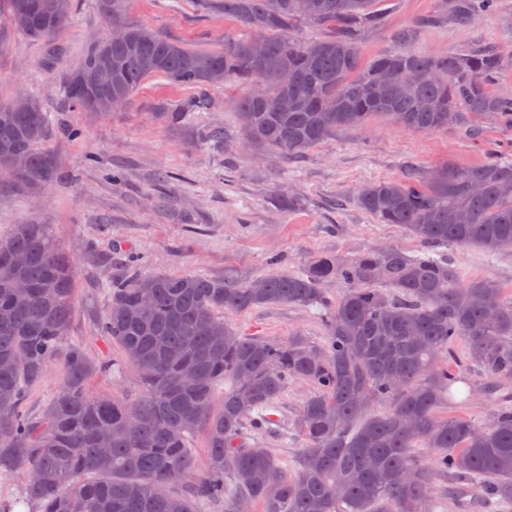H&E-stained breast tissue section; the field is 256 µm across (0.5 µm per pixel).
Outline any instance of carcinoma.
<instances>
[{"instance_id":"1","label":"carcinoma","mask_w":512,"mask_h":512,"mask_svg":"<svg viewBox=\"0 0 512 512\" xmlns=\"http://www.w3.org/2000/svg\"><path fill=\"white\" fill-rule=\"evenodd\" d=\"M309 2L305 9L300 0H204L246 33L202 50L126 23L119 0H105L108 24L123 25L127 37L92 44L64 95L76 109L101 113L97 89L82 78L104 49L112 93L125 101L152 76L198 90L159 113L171 126L209 110L208 89L232 83L246 142L286 159L374 117L422 132L472 129L484 116L512 124V97L492 90L498 54L405 48L364 65L358 43L381 21L379 0ZM0 12L12 30L48 40L68 25L71 0H0ZM303 22L332 34L298 43L290 33ZM33 103L32 112L0 104V171L30 196L60 178L43 148L47 113ZM356 204L382 224L404 225L424 255L394 246L351 259L326 254L299 273L262 277V288L201 274L146 275L131 263L112 282L98 324L139 374L131 402L86 390L101 366L67 342L71 263L50 225H15L0 239V478L24 470L23 492L41 512H205L215 503L223 512L241 503L261 512H435L441 484L464 512L512 507V400H498L488 425L442 412L467 371L485 377L491 395L512 381V298L492 279L462 278L448 256L428 255L448 245L504 251L512 241V159L490 149L477 165L410 169L366 184ZM332 281L345 286L335 299L325 288ZM269 304L320 310L325 342L246 337L224 322L226 312ZM459 340L464 358L454 349ZM58 357L64 376L56 394L41 414L24 413ZM291 381L313 389L294 424L305 447L292 474L256 442L272 430L269 410ZM379 402L385 409L376 413ZM197 432L207 441L200 476L189 448Z\"/></svg>"}]
</instances>
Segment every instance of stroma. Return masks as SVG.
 <instances>
[{"mask_svg": "<svg viewBox=\"0 0 512 512\" xmlns=\"http://www.w3.org/2000/svg\"><path fill=\"white\" fill-rule=\"evenodd\" d=\"M121 8L126 22L191 47L217 48L240 30L234 19L202 10L195 0H122ZM377 9L383 23L361 37L363 62L398 51L395 34L405 29L410 47L423 53L499 54L503 66L493 89L512 95V0H497L495 14L467 27L455 11L439 13L438 0H380ZM106 30L99 0H74L67 28L54 39L33 42L10 31L0 41V103L21 93L41 100L50 121L47 147L61 173L40 202L0 182V237L16 224H48L72 257L68 339L109 366L89 382L95 395L130 400L139 390L119 347L98 333L112 280L131 257L142 258L147 274L200 273L244 282L270 272L275 260L281 270L297 272L325 253L350 258L396 245L417 254L420 245L405 226L379 223L357 206V190L374 180L402 178L412 166L429 171L446 163L475 165L491 147L512 157V125L491 117L478 119L472 131L441 132H411L376 118L368 130H340L291 160L268 149L231 155L204 139L215 127L240 138L237 117L225 106L233 87L211 88L212 108L190 115L180 133L156 114L194 90L162 77L145 80L120 111L99 117L81 112L64 96L63 81L93 37ZM72 128L78 136H69ZM112 169L119 181L108 180ZM280 189L299 195V206L279 208L274 196ZM447 254L463 276L494 279L512 295V251L453 246ZM225 319L244 336H301L314 345L325 336L317 310L303 306L271 305ZM309 394L308 386L289 383L276 403V433L260 440L291 469L304 448L293 424ZM494 410L493 402L464 383L453 387L448 400L449 415L481 425Z\"/></svg>", "mask_w": 512, "mask_h": 512, "instance_id": "stroma-1", "label": "stroma"}]
</instances>
